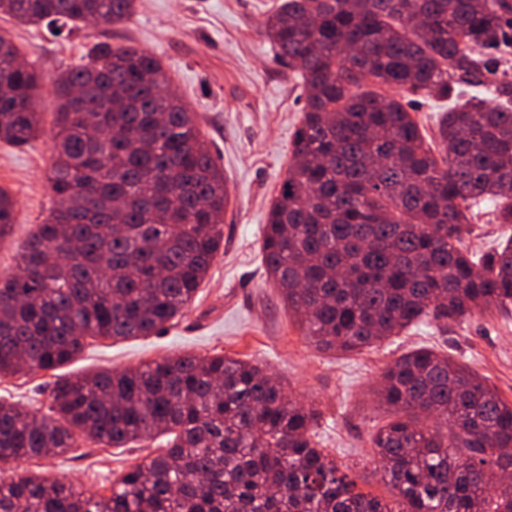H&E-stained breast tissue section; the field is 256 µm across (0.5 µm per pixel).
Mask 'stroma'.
I'll list each match as a JSON object with an SVG mask.
<instances>
[{"mask_svg": "<svg viewBox=\"0 0 512 512\" xmlns=\"http://www.w3.org/2000/svg\"><path fill=\"white\" fill-rule=\"evenodd\" d=\"M280 2L137 0L135 13L121 23L90 24L60 35L51 27L22 25L0 14V32L46 80L37 106L40 136L22 148L0 142V187L18 202L15 222L0 239V274L15 271L22 246L54 204L48 183L56 120L52 77L79 64L97 42L150 51L166 69L170 89L196 113L224 172L229 190L224 243L194 301L166 330L120 341L87 340L60 375L133 368L184 353H221L259 364L292 398L315 404L321 412V447L352 471L364 491L388 499L392 493L375 469L370 441L391 418L375 394L386 368L409 350L429 347L467 364L512 402V318L489 310L442 332L421 324L347 355L317 350L305 338L262 264L270 204L292 160L306 97L299 72L277 62L263 33L264 20ZM491 208L483 203L470 219V251H484L512 235V224L495 223ZM51 381L43 372L2 377L0 400L48 413ZM162 446L159 440L126 448L84 442L66 454L22 462L18 471L107 495L126 471L147 462Z\"/></svg>", "mask_w": 512, "mask_h": 512, "instance_id": "obj_1", "label": "stroma"}]
</instances>
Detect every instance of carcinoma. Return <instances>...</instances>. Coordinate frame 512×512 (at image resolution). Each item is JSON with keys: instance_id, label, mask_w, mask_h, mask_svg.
I'll list each match as a JSON object with an SVG mask.
<instances>
[{"instance_id": "obj_1", "label": "carcinoma", "mask_w": 512, "mask_h": 512, "mask_svg": "<svg viewBox=\"0 0 512 512\" xmlns=\"http://www.w3.org/2000/svg\"><path fill=\"white\" fill-rule=\"evenodd\" d=\"M137 0H0L58 33L117 24ZM508 0H283L265 19L278 62L307 88L293 160L263 234L265 272L321 351L361 352L411 325L512 315V237L470 254L467 213L512 224V79L499 51ZM0 34V141L39 132L43 79ZM495 84L448 108L441 152L405 107L459 83ZM149 51L99 42L54 80L55 205L0 277V377L56 371L88 338L152 336L194 300L224 242V174L195 113ZM372 84L378 90L365 91ZM85 90L70 111L67 90ZM16 201L0 187V239ZM50 414L0 402V512H512V403L450 355L420 347L385 371L392 418L371 437L385 501L319 447V414L263 368L220 353L56 376ZM170 437L111 495L7 476L75 447Z\"/></svg>"}]
</instances>
